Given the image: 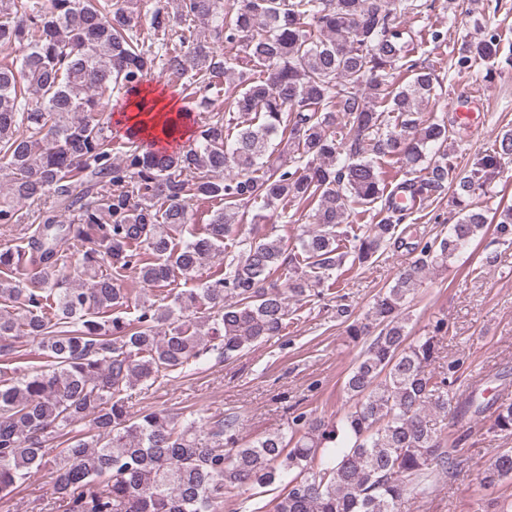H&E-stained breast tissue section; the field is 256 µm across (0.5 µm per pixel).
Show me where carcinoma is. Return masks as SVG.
Segmentation results:
<instances>
[{
    "instance_id": "carcinoma-1",
    "label": "carcinoma",
    "mask_w": 512,
    "mask_h": 512,
    "mask_svg": "<svg viewBox=\"0 0 512 512\" xmlns=\"http://www.w3.org/2000/svg\"><path fill=\"white\" fill-rule=\"evenodd\" d=\"M420 0H179L177 14H141L138 0H0V50L26 52L0 65V156L8 159L10 201L0 224H18V205L55 198L77 223L48 215L28 242L42 251L40 287L12 276L24 253L0 247V357L25 336L41 347L43 364L14 377L0 369V494L37 471L51 475L67 512H221L234 490L284 485L272 512H401L405 500L434 491L438 474L460 467L463 431L448 445L428 413L466 418L512 436V398L481 401L479 385L456 384L465 359L431 369L447 322L410 337L407 313L430 270L495 225L498 243L512 244V204L490 210L472 202L512 162V129L493 149L460 167L448 151V123L425 119L421 104L437 77L409 59L420 44L402 18L432 9ZM200 22L217 39L243 47L253 62L239 73L228 113L213 108L229 59L194 34L169 33ZM149 23L152 41L141 39ZM489 30L464 41L450 68L470 72L500 55ZM181 82V94L209 114L192 142L159 153L136 134L111 162L112 139L102 102L138 91L156 66ZM193 74H188V71ZM410 75L406 82L396 73ZM36 95L27 100L22 88ZM341 113L348 133H329ZM297 147L285 157L280 135ZM398 165L404 179L386 191ZM450 191L465 204L443 238L406 241L413 203ZM224 208L190 240L174 233L194 220L192 200ZM258 207L290 223L287 206L311 208L316 228L297 245L273 233L239 241V250L198 288L158 305L144 293L138 316L110 270L132 271L143 287L192 277L237 235L239 209ZM375 210V224L345 223L354 208ZM71 252L70 269L53 261ZM416 255L371 306L369 322H354L356 341L378 329L344 383L353 401L326 422L301 411L288 431L241 442L235 419L176 424L161 411L132 415L125 392L149 386L215 351L226 359L281 336L296 305L346 261L362 265L390 247ZM109 271H100L102 266ZM285 282H280V278ZM58 457L45 442L78 424ZM512 478V448H496L476 491Z\"/></svg>"
}]
</instances>
